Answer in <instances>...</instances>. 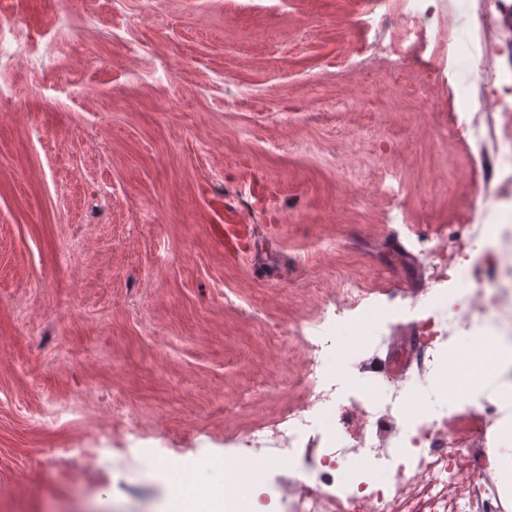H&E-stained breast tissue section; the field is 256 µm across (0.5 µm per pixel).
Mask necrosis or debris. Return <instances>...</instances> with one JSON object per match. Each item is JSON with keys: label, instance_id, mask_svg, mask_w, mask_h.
<instances>
[{"label": "necrosis or debris", "instance_id": "4bbe7bcc", "mask_svg": "<svg viewBox=\"0 0 512 512\" xmlns=\"http://www.w3.org/2000/svg\"><path fill=\"white\" fill-rule=\"evenodd\" d=\"M401 41L375 38L372 55L415 49L448 56L466 123L492 175L479 184L494 209L479 224L453 226L450 254L430 252L438 282L419 326L422 363L372 396L344 400L356 349L381 348L394 309L378 306L349 326L318 320L289 339L304 359L303 400L235 432L234 469L223 512H512V383L482 392L484 369L512 371V0H401ZM478 20L479 37L454 26ZM498 61L502 77L478 76ZM39 72L45 54L0 23V68ZM354 335L356 345L344 343ZM426 400V410L411 406Z\"/></svg>", "mask_w": 512, "mask_h": 512}]
</instances>
